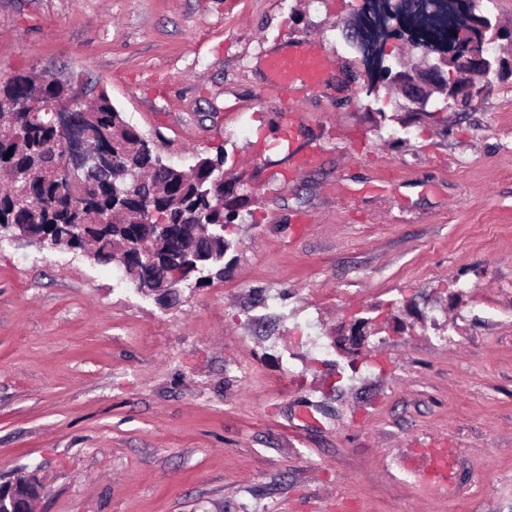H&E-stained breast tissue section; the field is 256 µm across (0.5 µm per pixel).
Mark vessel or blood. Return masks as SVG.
<instances>
[{"label":"vessel or blood","mask_w":512,"mask_h":512,"mask_svg":"<svg viewBox=\"0 0 512 512\" xmlns=\"http://www.w3.org/2000/svg\"><path fill=\"white\" fill-rule=\"evenodd\" d=\"M328 56L324 45L309 38L288 54L269 53L267 90L293 103L301 92L321 89L328 78ZM456 460V449L450 448L444 439L437 440L433 447L420 449L409 461L410 467L425 475L424 481L415 483V492L426 499L435 496L453 499L456 495Z\"/></svg>","instance_id":"vessel-or-blood-1"}]
</instances>
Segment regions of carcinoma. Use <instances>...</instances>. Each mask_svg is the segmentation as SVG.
Masks as SVG:
<instances>
[{"instance_id": "1", "label": "carcinoma", "mask_w": 512, "mask_h": 512, "mask_svg": "<svg viewBox=\"0 0 512 512\" xmlns=\"http://www.w3.org/2000/svg\"><path fill=\"white\" fill-rule=\"evenodd\" d=\"M468 21L467 15L457 18L450 10L443 25H428L418 16L406 24L416 33V45L425 49L437 42L454 45L464 29L466 44L493 50L491 21L485 20L482 29ZM49 104L91 122V147L112 156L111 168L86 167L67 181L54 176L64 152L60 133L44 111ZM223 163L221 156L202 157L187 171L165 164L103 94L86 109L72 85L56 79L19 73L0 84V181L8 185L0 191V232L24 224L57 247L79 249L91 241L95 261L127 269V278L142 293L160 289L174 269L182 273L176 288L224 275V256L231 247L224 231L240 219L248 195L229 191L224 205H216ZM144 208L160 213L170 236L139 223ZM148 251L157 261L141 271Z\"/></svg>"}]
</instances>
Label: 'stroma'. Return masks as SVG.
<instances>
[{
  "instance_id": "obj_1",
  "label": "stroma",
  "mask_w": 512,
  "mask_h": 512,
  "mask_svg": "<svg viewBox=\"0 0 512 512\" xmlns=\"http://www.w3.org/2000/svg\"><path fill=\"white\" fill-rule=\"evenodd\" d=\"M360 5L0 0V83L95 86L164 163L220 154L249 191L224 276L171 307L0 238V483L39 470L36 512H512V75L415 120L364 92ZM308 37L331 76L278 148L267 52ZM440 438L468 499L414 492L402 459Z\"/></svg>"
}]
</instances>
